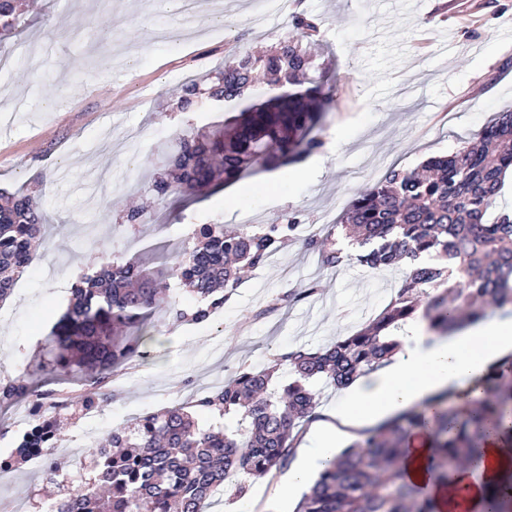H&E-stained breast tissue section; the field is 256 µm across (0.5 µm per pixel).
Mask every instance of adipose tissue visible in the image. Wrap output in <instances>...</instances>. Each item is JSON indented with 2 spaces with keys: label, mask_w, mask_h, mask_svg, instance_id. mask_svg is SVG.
<instances>
[{
  "label": "adipose tissue",
  "mask_w": 512,
  "mask_h": 512,
  "mask_svg": "<svg viewBox=\"0 0 512 512\" xmlns=\"http://www.w3.org/2000/svg\"><path fill=\"white\" fill-rule=\"evenodd\" d=\"M414 334L402 352L381 371L358 379L346 392L335 415L360 425L388 413L422 404L434 394L452 389L473 390L490 364L512 353V319L480 321L447 335L427 332L425 320L413 321ZM336 429L320 424L281 489L290 497L310 474L333 459ZM512 473V443L489 440L477 469L459 470L451 484L433 490L440 512H482L488 488Z\"/></svg>",
  "instance_id": "adipose-tissue-1"
}]
</instances>
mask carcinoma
Returning <instances> with one entry per match:
<instances>
[{
	"instance_id": "carcinoma-1",
	"label": "carcinoma",
	"mask_w": 512,
	"mask_h": 512,
	"mask_svg": "<svg viewBox=\"0 0 512 512\" xmlns=\"http://www.w3.org/2000/svg\"><path fill=\"white\" fill-rule=\"evenodd\" d=\"M26 0H0V41L14 34ZM317 27L300 14L272 49L231 53L212 70L211 85L183 83L172 109L197 112L245 98L259 79L288 92L259 107L225 116L205 132L193 124L159 152L162 165L150 192L161 205L176 192H195L236 182L259 171L297 163L320 145L313 132L332 101L335 77L319 61ZM512 167V111L500 112L478 137L420 167L391 168L371 190L355 197L339 221L343 239L328 233L302 240L326 268L352 260L371 269H404L386 308L360 330L318 348L274 356L264 369L241 367L220 387L175 407L146 412L112 432L108 445L92 448L91 474L70 489L58 487L56 512H203L226 486L242 496L240 476L262 477L285 465L298 424L316 407L312 383L344 389L402 349L401 322L422 313L439 335L512 309V216L489 218L505 172ZM42 201L30 193L0 192V303L13 294L44 235ZM295 218L285 224H201L180 258L149 272L140 259L117 257L90 265L72 286L61 322L39 339L52 363L31 358L11 380L0 382V408L58 392L66 410L49 409L27 434L10 439L15 470L49 451L57 422L74 410L100 411L114 372L145 357L157 340L156 312L201 323L224 307L243 273L267 266L293 242ZM177 278L198 305L175 308L164 282ZM481 394L442 392L357 434L321 470L295 512H440L434 499L409 480L406 438L416 429L433 437L430 472L448 483L482 454L491 435L512 432V356L493 364ZM239 417L234 433L198 426L197 412ZM493 512H512V474L507 490L494 489Z\"/></svg>"
}]
</instances>
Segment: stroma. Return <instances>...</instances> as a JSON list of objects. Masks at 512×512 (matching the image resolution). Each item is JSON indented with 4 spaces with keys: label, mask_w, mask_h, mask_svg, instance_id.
<instances>
[{
    "label": "stroma",
    "mask_w": 512,
    "mask_h": 512,
    "mask_svg": "<svg viewBox=\"0 0 512 512\" xmlns=\"http://www.w3.org/2000/svg\"><path fill=\"white\" fill-rule=\"evenodd\" d=\"M15 37L0 44V188L42 198L49 225L10 304L0 305V371H18L65 311L76 274L111 255L152 248L174 263L187 224L239 226L234 200L256 223L295 216L297 243L253 272L221 322H165L162 344L127 366L125 382L93 422L104 440L126 415L184 403V381L265 367L273 354L321 347L359 329L390 301L400 271L350 263L323 269L301 237L326 235L348 202L390 167L412 169L456 151L495 113L512 110V0H288L254 23L252 0H207L195 14L173 0H31ZM319 30L336 73L335 105L313 155L280 179L262 172L199 199L172 197L166 223L130 226L123 214L153 174L143 158L182 127L172 93L232 50L275 46L292 17ZM65 55H58V45ZM320 283L307 294L310 283ZM287 469L248 479L206 512H282Z\"/></svg>",
    "instance_id": "1"
}]
</instances>
